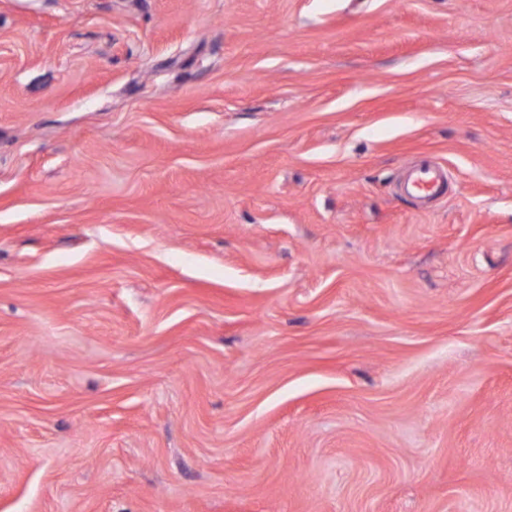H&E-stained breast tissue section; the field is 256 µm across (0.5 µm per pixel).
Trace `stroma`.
<instances>
[{
	"label": "stroma",
	"instance_id": "1",
	"mask_svg": "<svg viewBox=\"0 0 512 512\" xmlns=\"http://www.w3.org/2000/svg\"><path fill=\"white\" fill-rule=\"evenodd\" d=\"M0 512H512V0H0ZM447 175L439 167L423 165L412 175L407 184L409 194H420L423 191H436L445 181Z\"/></svg>",
	"mask_w": 512,
	"mask_h": 512
}]
</instances>
